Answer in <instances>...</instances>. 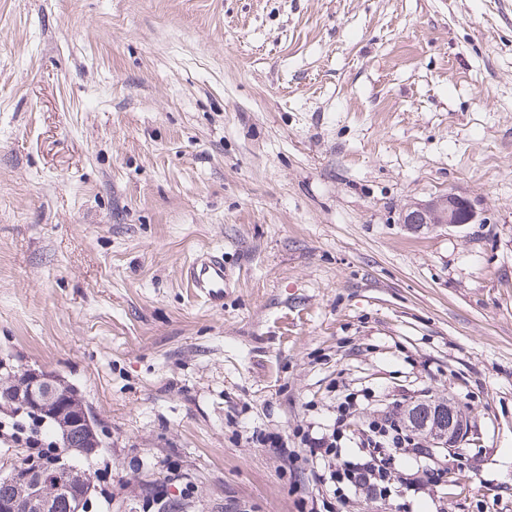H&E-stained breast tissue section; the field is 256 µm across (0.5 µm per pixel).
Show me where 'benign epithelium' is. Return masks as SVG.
<instances>
[{"label":"benign epithelium","mask_w":512,"mask_h":512,"mask_svg":"<svg viewBox=\"0 0 512 512\" xmlns=\"http://www.w3.org/2000/svg\"><path fill=\"white\" fill-rule=\"evenodd\" d=\"M472 204L454 193L427 202H413L403 211L401 223L412 229L428 224H469L476 220ZM9 393L32 411H43L62 434L73 427L83 430L82 454L94 455L102 446L93 412L78 392L48 371L28 372L19 378H0V393ZM464 420L449 421L447 430L433 428L434 447L446 453L457 447ZM0 512H85L92 488L86 474L71 463L69 450L49 467L15 462L0 475Z\"/></svg>","instance_id":"benign-epithelium-1"}]
</instances>
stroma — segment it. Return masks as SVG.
<instances>
[{
    "label": "stroma",
    "instance_id": "35a3bbf8",
    "mask_svg": "<svg viewBox=\"0 0 512 512\" xmlns=\"http://www.w3.org/2000/svg\"><path fill=\"white\" fill-rule=\"evenodd\" d=\"M452 192L472 224L409 229ZM224 256L211 307L182 272ZM77 388L88 512H512V0H0V378ZM452 397L462 471L337 504L256 440Z\"/></svg>",
    "mask_w": 512,
    "mask_h": 512
}]
</instances>
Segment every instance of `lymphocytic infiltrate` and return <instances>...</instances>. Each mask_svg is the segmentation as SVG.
<instances>
[{
    "mask_svg": "<svg viewBox=\"0 0 512 512\" xmlns=\"http://www.w3.org/2000/svg\"><path fill=\"white\" fill-rule=\"evenodd\" d=\"M369 399L368 393L357 391L338 396L336 417L329 432L319 437L302 435V450L289 448L278 435L262 436L260 442L289 467L306 461L314 481L332 488L340 498L349 492H361L376 501L389 497L400 484L417 492L444 482L449 473L447 461L426 459L425 449L403 425L399 410L373 419L359 444L347 447L354 414ZM404 456L422 457L426 463L415 472L403 475L397 461Z\"/></svg>",
    "mask_w": 512,
    "mask_h": 512,
    "instance_id": "obj_1",
    "label": "lymphocytic infiltrate"
}]
</instances>
